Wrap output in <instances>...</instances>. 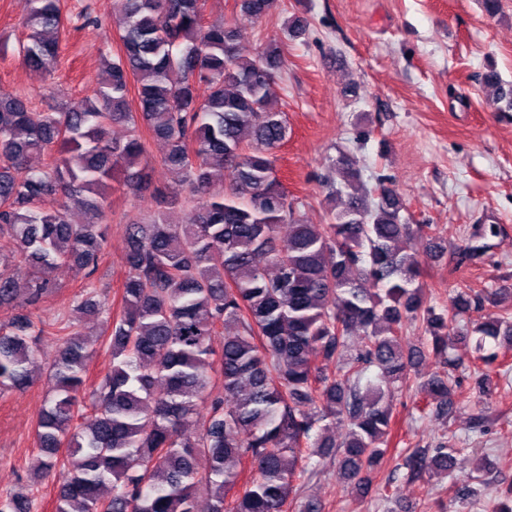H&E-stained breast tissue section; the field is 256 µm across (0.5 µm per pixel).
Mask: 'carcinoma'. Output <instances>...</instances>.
Instances as JSON below:
<instances>
[{"label":"carcinoma","mask_w":512,"mask_h":512,"mask_svg":"<svg viewBox=\"0 0 512 512\" xmlns=\"http://www.w3.org/2000/svg\"><path fill=\"white\" fill-rule=\"evenodd\" d=\"M29 3L18 54L49 74L62 46L61 0ZM237 6L261 21L281 3ZM204 12L205 0H121V54L102 53L91 95L35 112L0 92V308L39 305L56 290L46 271L72 266L86 280L76 309L100 318L111 349L89 396L94 418L77 425L89 342L58 319L65 336L36 422L33 473L35 483L58 481L56 512H287L308 460L333 450L343 478L359 487L385 460L395 437L391 401L425 356L403 348L406 326L420 322L430 336L441 371L417 389L444 417L456 372L473 371L480 395L498 389L456 350L474 340L477 360L490 367L497 354L485 352L486 339L512 342L511 312L482 316L512 288H453L450 308L427 304L418 255L400 243L432 241L437 226L408 223L390 178L364 185L341 152L318 175L327 197L344 198L327 223H310L289 196L276 170L288 137L277 89L284 40L302 35L304 21L285 17L283 38L245 57L236 26ZM483 83L499 111L512 112V84L491 65ZM115 125L125 138L110 137ZM150 140L163 144L161 164L178 176L177 190L152 185ZM110 187L156 205L149 221L126 225L117 309L96 279ZM183 207L192 211L186 224L176 218ZM19 263L30 269L23 283L11 271ZM474 312L472 328L457 326L458 315ZM46 334L47 324L28 315L0 321L1 396L33 383ZM221 334L217 351L212 339ZM371 367L376 382L363 388ZM217 380L223 391L192 427ZM326 419L345 432L328 434L319 426ZM460 452L441 440L402 466L412 480L449 477ZM31 503L25 490L1 494L0 512H31Z\"/></svg>","instance_id":"carcinoma-1"}]
</instances>
